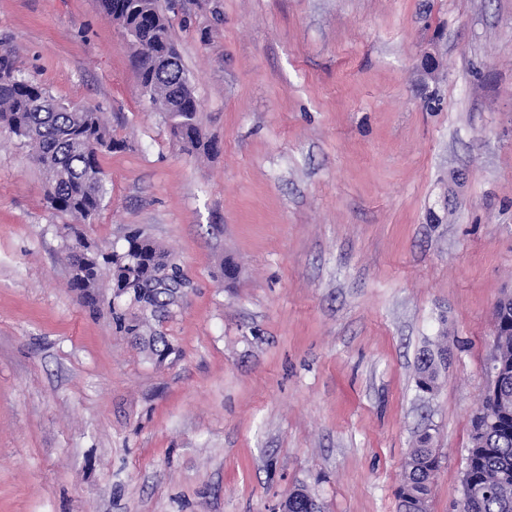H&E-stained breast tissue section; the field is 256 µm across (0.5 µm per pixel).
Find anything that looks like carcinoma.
I'll use <instances>...</instances> for the list:
<instances>
[{
	"label": "carcinoma",
	"instance_id": "cac0c4a2",
	"mask_svg": "<svg viewBox=\"0 0 512 512\" xmlns=\"http://www.w3.org/2000/svg\"><path fill=\"white\" fill-rule=\"evenodd\" d=\"M103 12L128 30L135 39V59L141 93L152 107L165 114L171 136L188 155L209 154L215 145L196 124L197 100L184 70L181 55L169 35V25L159 0H100ZM0 123L29 148L30 158L46 179L45 201L57 212L82 222L92 221L107 195L106 179L98 157L103 150L124 147L112 137L101 113L72 108L56 99L36 79L19 74L11 53L0 48ZM68 248L74 256L70 288L88 303L95 302L101 272L111 273L115 297H120L123 273L146 286L155 308L173 302L179 286L177 274L157 281L155 260L169 258L156 242L138 229L123 237L121 250L106 251L84 238L75 225L65 226ZM154 311H140L128 318L115 314L116 328L133 336L148 355L161 363L171 344L152 329ZM496 351L505 375L506 396L512 395V326H499ZM434 372L421 362L417 386L433 391ZM500 413L499 424L480 437H471L467 468L472 484L463 494L458 512H512V407L504 409L485 394L482 412L471 418L475 430L491 413ZM431 435L423 433L406 461L404 480L397 491L399 512H419L420 502L431 494L439 459L429 448ZM289 512H312L310 494L296 489L288 496Z\"/></svg>",
	"mask_w": 512,
	"mask_h": 512
}]
</instances>
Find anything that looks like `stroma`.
I'll return each instance as SVG.
<instances>
[{"label":"stroma","mask_w":512,"mask_h":512,"mask_svg":"<svg viewBox=\"0 0 512 512\" xmlns=\"http://www.w3.org/2000/svg\"><path fill=\"white\" fill-rule=\"evenodd\" d=\"M216 145L191 157L141 96L98 0H0L22 75L103 112L108 195L184 286L155 363L69 286V215L0 127V512H398L430 430L428 512H456L470 416L512 285V0H177ZM235 280L221 276L225 260ZM438 387H417L423 355Z\"/></svg>","instance_id":"obj_1"}]
</instances>
